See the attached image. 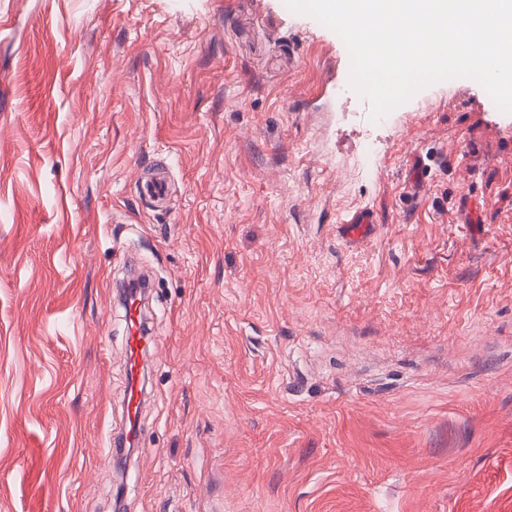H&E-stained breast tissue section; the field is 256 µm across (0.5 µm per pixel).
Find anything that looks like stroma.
Instances as JSON below:
<instances>
[{"instance_id":"1","label":"stroma","mask_w":512,"mask_h":512,"mask_svg":"<svg viewBox=\"0 0 512 512\" xmlns=\"http://www.w3.org/2000/svg\"><path fill=\"white\" fill-rule=\"evenodd\" d=\"M349 69L283 0H0V512H512V113ZM138 300H127L124 309L127 323L126 361L131 374V384L124 397L126 423L130 427L124 434L131 446L139 442L138 428L135 426L142 409V392L139 388V372L142 359L147 351L148 336L143 322V315Z\"/></svg>"}]
</instances>
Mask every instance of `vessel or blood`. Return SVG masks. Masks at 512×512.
I'll return each mask as SVG.
<instances>
[{
    "label": "vessel or blood",
    "instance_id": "obj_1",
    "mask_svg": "<svg viewBox=\"0 0 512 512\" xmlns=\"http://www.w3.org/2000/svg\"><path fill=\"white\" fill-rule=\"evenodd\" d=\"M124 309L127 323L126 361L132 376V382L124 397L126 420L129 424L125 436L130 444L135 445L139 442L136 422L142 409V392L137 382V376L147 350L148 338L146 336L141 307L137 300L126 301Z\"/></svg>",
    "mask_w": 512,
    "mask_h": 512
}]
</instances>
